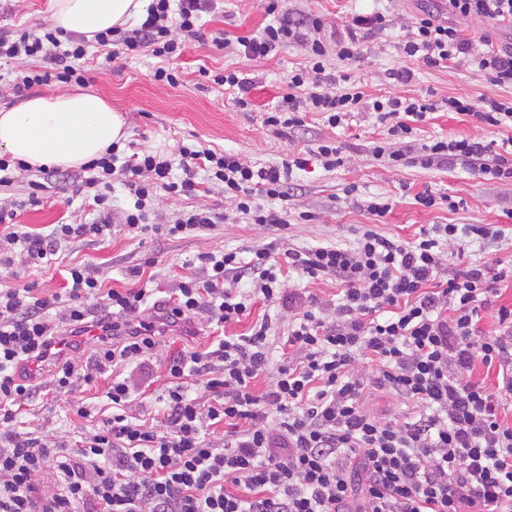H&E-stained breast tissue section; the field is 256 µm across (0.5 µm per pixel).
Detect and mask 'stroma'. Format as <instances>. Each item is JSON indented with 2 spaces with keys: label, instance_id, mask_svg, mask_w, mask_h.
<instances>
[{
  "label": "stroma",
  "instance_id": "1",
  "mask_svg": "<svg viewBox=\"0 0 512 512\" xmlns=\"http://www.w3.org/2000/svg\"><path fill=\"white\" fill-rule=\"evenodd\" d=\"M422 5L423 0H284L282 8L294 17L322 16L329 40L346 34L353 14L376 10L390 15V27L361 38L355 61L328 63L329 72L348 76L361 87L366 100L392 93L439 101L448 97L512 99V89L490 83L475 62L435 68L403 56L400 47ZM50 20V0H0V32L25 21ZM271 21L262 0H219L214 11L201 17L206 33L221 32L231 38L259 35ZM304 61L305 50L298 43L287 44L266 58L249 60L188 38L176 61L181 74L179 85L154 82L150 74L160 61L150 56H123L92 71L87 90L102 96L125 119L127 137L122 152L157 149L174 156L181 143L196 140L236 153L249 164L279 166L293 152L313 150L331 140L341 146L344 163L328 171L314 162L306 170L293 172L289 227L285 230L232 217V203L217 190L199 197H173L160 190L152 202V223H173L183 211L201 206L229 213L230 218L197 237L135 236L117 224L110 235L102 238L57 241L60 257L98 265L102 279L112 288L130 287V270L151 257L155 260L149 269L151 285L166 291L178 276L201 273L199 256L206 252L248 250L271 242L306 247L352 241L354 229L370 221L365 202L376 196L389 197L393 202L385 224L378 227L379 232L390 236L409 239L428 224H495L512 229V183L485 179L478 171L459 164L427 169L417 166L399 172L389 169L371 152L374 141L385 137L387 128L370 110L351 114L336 128L312 112L306 114L302 126L291 130L280 132L266 126L264 114L281 95L288 72ZM204 67L213 71L237 69L252 78V110H240L223 87L202 76L200 70ZM403 68L413 72L412 80L406 83L394 78L395 72ZM510 134V128H488L475 117L441 111L428 114L420 123L416 141L422 144L435 138L475 135L498 140ZM29 180L28 173L21 172L10 186L0 189V203L14 206L17 223L27 230L47 235L57 224H87L93 220L91 206L71 189L45 192L38 203H30ZM351 184L359 188L353 196L346 193ZM428 189L460 199V209L452 211L444 204L421 207L415 196ZM0 280L18 287L35 286L38 294L47 297L62 293L65 286L62 270L31 265L19 256L12 267H0ZM211 343L209 337L195 336L193 326L181 325L170 331L168 344L145 363L124 369V376L130 377L139 394L137 410L141 417L154 416L162 407L159 397L167 383L166 360L182 348ZM106 386L102 380L93 387L77 388L68 399L47 394L22 406L18 419L28 427L48 426L59 439L77 440L89 419L69 415L71 400H79L90 409V419L100 418L107 408Z\"/></svg>",
  "mask_w": 512,
  "mask_h": 512
}]
</instances>
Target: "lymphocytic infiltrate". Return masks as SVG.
I'll use <instances>...</instances> for the list:
<instances>
[{
    "label": "lymphocytic infiltrate",
    "instance_id": "f902f5d3",
    "mask_svg": "<svg viewBox=\"0 0 512 512\" xmlns=\"http://www.w3.org/2000/svg\"><path fill=\"white\" fill-rule=\"evenodd\" d=\"M280 0H266L274 21L259 36L207 38L199 24L213 0H150L133 28L112 27L94 39L46 23L0 35V58L40 61L17 75L15 95L49 83L83 86L99 62L119 55L160 59L151 78L178 85L170 60L182 53L180 36L211 40L217 50L237 45L239 55L268 57L288 43L306 47L305 66L289 72L287 91L267 114L271 127L301 126L315 112L331 127L368 108L387 126L374 155L390 169L460 164L512 182V136L440 138L413 146L416 123L447 109L491 127L512 123V101L451 97L437 102L392 95L369 102L356 86L338 88L326 70L328 56L352 61L358 32L390 26L383 13L356 14L348 36L326 45L320 16L279 13ZM448 15L422 9L402 52L425 65L445 67L477 58L489 81L512 86V46L490 38L473 44L462 21L512 22V0H447ZM180 178L161 151L119 156L116 148L83 165L75 180L92 193L98 219L59 224L51 237L15 224L14 208L0 207V263L13 262L22 246L35 265L52 264L59 239L99 238L122 224L143 235H196L223 223L209 207L184 212L169 225L148 221L147 203L157 190L178 196L221 187L238 217L248 223L288 225V182L310 160L327 170L343 163L341 148L326 141L310 154L297 153L282 166L258 167L238 155L183 145ZM134 196L131 208L112 210V183ZM372 223L360 226L349 244L285 249L256 247L200 254L203 276L179 277L171 295L157 300L146 287L105 288L96 267H65L64 294L43 297L33 287H0V512H512V306H493V272L482 262L452 267L450 249L459 237L500 238L492 224H433L409 240L376 231L392 210L377 197L366 204ZM334 279L336 303L306 297L291 310L284 341L288 356L273 363L268 345L271 316L248 333L219 340L212 350H181L166 364L164 408L152 420L136 414L135 390L113 378L106 391L112 411L74 444L57 441L47 427L19 431L17 409L44 390L58 394L95 386L111 368L141 363L161 344L167 328L181 324L226 327L242 322L256 301L276 306L285 287L280 275ZM252 288L242 290V279ZM493 311L500 331L479 324ZM96 325L100 331L87 359L60 356L55 344ZM497 367L496 387L472 377L476 365ZM267 386L256 391L255 382ZM212 392L210 402L190 386ZM385 390L417 407L414 416L385 420L364 400ZM224 425L223 443L211 438ZM51 470V483L40 475Z\"/></svg>",
    "mask_w": 512,
    "mask_h": 512
}]
</instances>
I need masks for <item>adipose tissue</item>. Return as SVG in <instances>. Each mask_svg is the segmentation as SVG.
Segmentation results:
<instances>
[{"instance_id":"obj_1","label":"adipose tissue","mask_w":512,"mask_h":512,"mask_svg":"<svg viewBox=\"0 0 512 512\" xmlns=\"http://www.w3.org/2000/svg\"><path fill=\"white\" fill-rule=\"evenodd\" d=\"M142 7L141 0H51V18L57 28L91 37L137 18ZM124 127L95 93L35 97L0 109V151L34 168H76L124 139Z\"/></svg>"}]
</instances>
